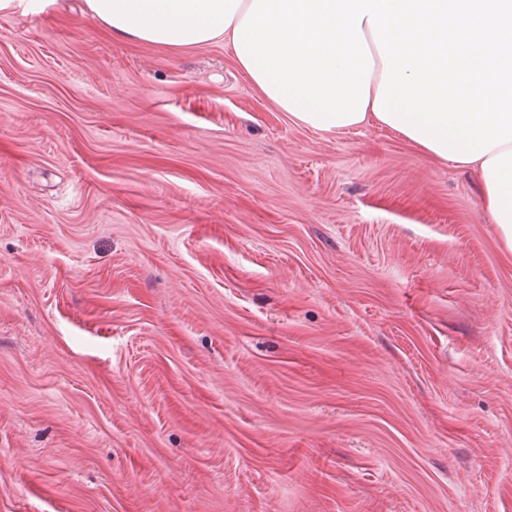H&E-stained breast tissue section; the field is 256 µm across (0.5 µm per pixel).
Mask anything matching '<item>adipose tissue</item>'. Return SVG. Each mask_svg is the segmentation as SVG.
I'll list each match as a JSON object with an SVG mask.
<instances>
[{"mask_svg": "<svg viewBox=\"0 0 512 512\" xmlns=\"http://www.w3.org/2000/svg\"><path fill=\"white\" fill-rule=\"evenodd\" d=\"M90 15L114 35L183 50L221 39L234 29L252 0H85ZM485 209L512 250V141L469 163Z\"/></svg>", "mask_w": 512, "mask_h": 512, "instance_id": "obj_1", "label": "adipose tissue"}]
</instances>
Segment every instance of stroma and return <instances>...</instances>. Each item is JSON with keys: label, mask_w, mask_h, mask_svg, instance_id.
Masks as SVG:
<instances>
[{"label": "stroma", "mask_w": 512, "mask_h": 512, "mask_svg": "<svg viewBox=\"0 0 512 512\" xmlns=\"http://www.w3.org/2000/svg\"><path fill=\"white\" fill-rule=\"evenodd\" d=\"M0 512H512L475 176L224 42L0 13Z\"/></svg>", "instance_id": "obj_1"}]
</instances>
